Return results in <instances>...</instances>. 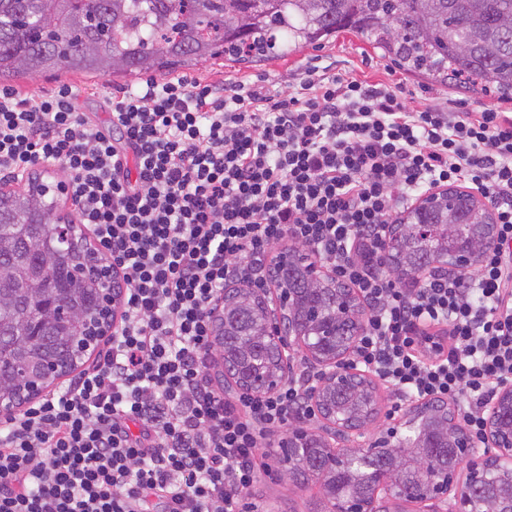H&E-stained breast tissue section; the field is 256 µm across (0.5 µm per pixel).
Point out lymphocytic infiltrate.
<instances>
[{
	"instance_id": "lymphocytic-infiltrate-1",
	"label": "lymphocytic infiltrate",
	"mask_w": 512,
	"mask_h": 512,
	"mask_svg": "<svg viewBox=\"0 0 512 512\" xmlns=\"http://www.w3.org/2000/svg\"><path fill=\"white\" fill-rule=\"evenodd\" d=\"M78 97L0 88V178L66 172L124 311L88 368L0 429V512H240L265 449L316 414L301 374L271 394L215 388L212 313L226 285H267L286 240L362 299L354 363L456 402L481 437L512 383L511 115L316 66L276 93L150 77L110 97L104 124ZM445 186L493 204L496 243L474 274L396 285L380 259L392 214Z\"/></svg>"
}]
</instances>
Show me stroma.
I'll use <instances>...</instances> for the list:
<instances>
[{
    "instance_id": "obj_1",
    "label": "stroma",
    "mask_w": 512,
    "mask_h": 512,
    "mask_svg": "<svg viewBox=\"0 0 512 512\" xmlns=\"http://www.w3.org/2000/svg\"><path fill=\"white\" fill-rule=\"evenodd\" d=\"M316 63L331 66L337 73L349 74L371 82L388 79L402 81L415 99L424 104L447 106L457 99L469 100L474 107L481 108L495 104L494 96L467 92L456 87H444L417 76L404 73L395 63L374 49L364 38L343 33L337 37L309 45L291 52L287 57L264 62L253 67L219 60L214 64L196 70V77L205 80H226L247 82L257 77L265 78L270 90L287 89L299 81L307 65ZM77 86L81 95L78 104L81 111L90 113L99 121L109 119L106 98L113 91L136 83V76H84L62 73L58 78L34 76L24 80L20 88L24 91L50 90L58 82ZM245 512H327L329 505L318 481L294 482L279 464H272L262 473L258 483L243 498Z\"/></svg>"
}]
</instances>
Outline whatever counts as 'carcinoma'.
Masks as SVG:
<instances>
[{"instance_id":"cac0c4a2","label":"carcinoma","mask_w":512,"mask_h":512,"mask_svg":"<svg viewBox=\"0 0 512 512\" xmlns=\"http://www.w3.org/2000/svg\"><path fill=\"white\" fill-rule=\"evenodd\" d=\"M340 33L365 38L408 74L512 102V0H0V82L59 72L171 74L219 57L252 65ZM49 193L44 184L36 193L0 194V239H14L16 224L50 239L54 225L41 223L42 212L54 206ZM420 251L418 240H407L394 261L417 274L425 270L416 262ZM79 259L44 252L31 260L43 272L41 290L29 293L8 282L0 293V394H12L22 374L36 377L44 363L71 358L73 343L82 340L85 327L79 320L70 336L46 329L39 336L28 333L32 316L48 306L51 293L68 292L63 273ZM279 287L285 293L297 290L319 306L321 315L335 322L336 342L351 343L356 321L336 316L335 290L311 293L296 272L283 274ZM224 303L246 307L241 324L224 327V361L240 367L251 384L267 386L279 373L271 347L259 340L244 346L241 335L244 329L261 332L262 302L242 291ZM330 405L338 419L369 418L361 392L333 394ZM441 420L432 408L411 418L429 444L411 470L418 489L429 474L464 462L460 449L432 433ZM409 453L408 446L381 449L354 484L342 454L316 438H305L297 454L282 449L279 462L291 475L322 479L338 496L367 499L375 493L372 476L396 468L395 459Z\"/></svg>"}]
</instances>
